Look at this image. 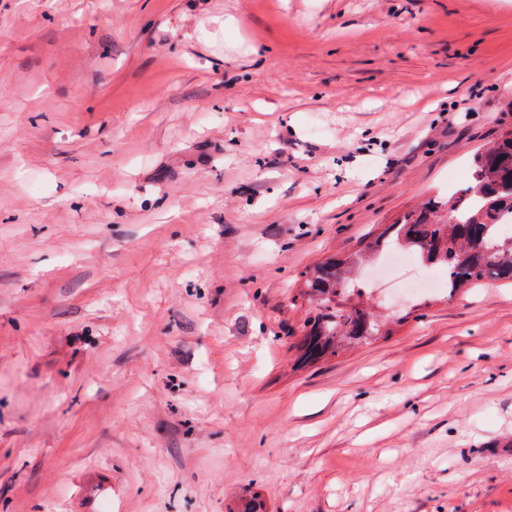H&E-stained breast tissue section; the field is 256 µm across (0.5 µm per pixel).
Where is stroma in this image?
Masks as SVG:
<instances>
[{"instance_id":"1","label":"stroma","mask_w":512,"mask_h":512,"mask_svg":"<svg viewBox=\"0 0 512 512\" xmlns=\"http://www.w3.org/2000/svg\"><path fill=\"white\" fill-rule=\"evenodd\" d=\"M512 130V0H0V512H512V288L304 274ZM366 259V256L359 252H355L354 254L346 257L345 259L340 260H328L326 262L321 263L316 266L313 274L308 276L306 280L307 288L310 289L312 294H318L320 296H327L333 293L335 296L337 294L346 295V294H354L355 292L360 296L362 295L361 288L356 284H353L351 281H347L346 278L342 276L345 269L353 268L356 265H360ZM336 296V304H337ZM371 314L356 306L336 309V306L320 304L316 313L307 320L310 330L304 340V355L309 360H318L327 354H335L337 336L367 337L365 322ZM371 331L377 335L381 324L371 316Z\"/></svg>"}]
</instances>
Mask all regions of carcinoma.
Segmentation results:
<instances>
[{"mask_svg":"<svg viewBox=\"0 0 512 512\" xmlns=\"http://www.w3.org/2000/svg\"><path fill=\"white\" fill-rule=\"evenodd\" d=\"M512 221V130L502 133L491 146L474 156L472 183L459 197L433 201L417 215L390 225L368 247L405 248L431 264L448 271V293L493 282L512 285V247L499 240V226ZM366 256L356 252L344 259L328 260L316 266L306 280L311 293L327 296L362 294L358 285L343 272L363 263ZM371 331L381 324L355 306L338 309L321 304L307 320L310 330L304 340V355L318 360L334 354L336 337H363L366 320Z\"/></svg>","mask_w":512,"mask_h":512,"instance_id":"1","label":"carcinoma"}]
</instances>
